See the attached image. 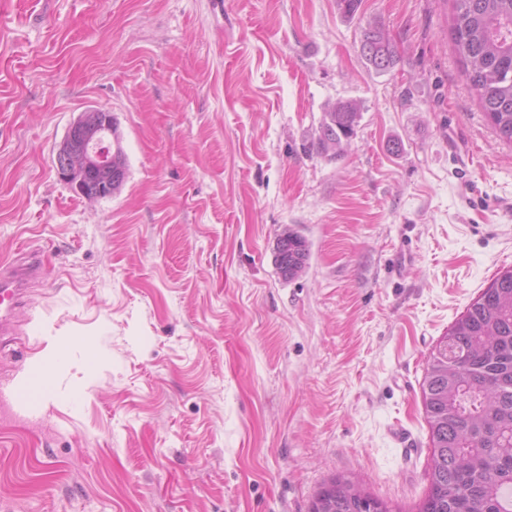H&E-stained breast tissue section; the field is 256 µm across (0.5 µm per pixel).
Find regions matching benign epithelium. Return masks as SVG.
Instances as JSON below:
<instances>
[{
    "instance_id": "7a95c632",
    "label": "benign epithelium",
    "mask_w": 512,
    "mask_h": 512,
    "mask_svg": "<svg viewBox=\"0 0 512 512\" xmlns=\"http://www.w3.org/2000/svg\"><path fill=\"white\" fill-rule=\"evenodd\" d=\"M114 130L112 113L90 108L71 123L55 153L59 178L89 201L116 193L112 189L118 164Z\"/></svg>"
}]
</instances>
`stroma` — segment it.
<instances>
[{
	"instance_id": "stroma-1",
	"label": "stroma",
	"mask_w": 512,
	"mask_h": 512,
	"mask_svg": "<svg viewBox=\"0 0 512 512\" xmlns=\"http://www.w3.org/2000/svg\"><path fill=\"white\" fill-rule=\"evenodd\" d=\"M453 0H0V257L48 275L0 381V512H310L335 477L418 512L422 383L449 327L512 268V144L449 38ZM387 32L375 72L362 32ZM363 110L339 156L328 105ZM111 112L120 191L55 152ZM309 248L275 264L284 228ZM361 50L369 64L379 72L395 64V52L384 29L374 26L363 31ZM309 256L306 241L291 229L280 234L276 244L275 262L286 279L299 277ZM45 370L32 367L23 385H0V399L12 402L19 410L33 413L40 409L44 400Z\"/></svg>"
}]
</instances>
